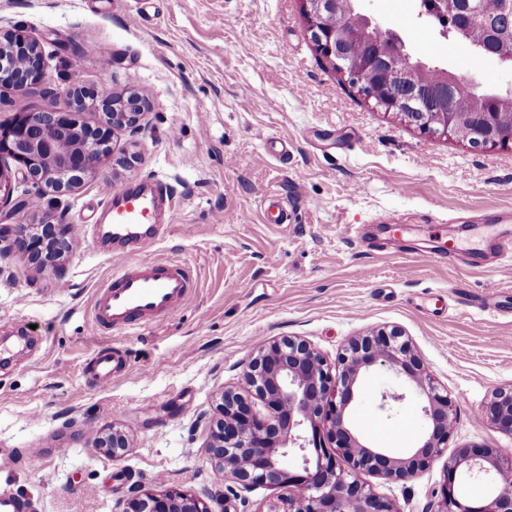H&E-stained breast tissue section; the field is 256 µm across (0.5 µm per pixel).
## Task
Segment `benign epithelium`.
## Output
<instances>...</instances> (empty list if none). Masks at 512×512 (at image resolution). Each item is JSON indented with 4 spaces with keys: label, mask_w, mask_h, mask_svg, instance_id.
I'll use <instances>...</instances> for the list:
<instances>
[{
    "label": "benign epithelium",
    "mask_w": 512,
    "mask_h": 512,
    "mask_svg": "<svg viewBox=\"0 0 512 512\" xmlns=\"http://www.w3.org/2000/svg\"><path fill=\"white\" fill-rule=\"evenodd\" d=\"M309 23L310 39L332 66L347 77L368 98L373 83L380 79L387 94L378 100L386 112L423 132L432 131L471 147L512 143L502 139L504 124L512 131V113L497 109L471 114V138L459 136V114L451 107L442 112L430 108L429 93L413 82L420 59L406 51L400 33L362 14L366 28L375 27L380 38L374 52L355 61L348 47L365 32L356 20L332 27L326 19L336 15V0H302ZM470 15L481 14L491 26H512V0H499L492 13L483 12L484 0H458ZM483 58L512 70V40L493 43L479 52ZM46 80L40 44L21 35L0 41V85L19 93ZM462 92L494 104L497 92L463 74H455L451 87L438 94L448 98ZM69 110L51 105L41 112H29L6 133L0 160L16 163L29 188L50 183L59 196L69 195L106 157L109 125L87 128L78 154L58 156L57 138L66 135L75 120L78 97L84 108L112 114V125L137 130L144 111L142 99L127 101L126 111L114 112L113 97L79 81L66 89ZM16 185L0 168V210L14 202ZM67 224H1L3 249H22L37 262L47 264L65 254L69 247ZM385 366L402 376L422 399L427 428L417 446L403 454L374 448L353 431L351 406L363 375L371 368ZM257 396L265 413L254 409L248 395ZM222 418L209 445L213 459L224 475L243 490L256 485L288 487L296 496L273 502L267 512H397L391 500L376 493L362 480L365 473L387 481H408L436 462L447 448L453 430L456 406L448 390L426 371L404 332L393 327L356 336L336 361L330 364L306 340L283 337L259 348L244 369L241 391H224ZM478 418L512 436V385L492 391L478 411ZM99 446L117 457L126 450L123 434L114 430L100 438ZM491 478L494 490L471 500L459 494L462 477ZM119 512H211L208 504L182 489L145 488L135 482ZM435 512H512V453L484 445L463 446L444 465V478Z\"/></svg>",
    "instance_id": "obj_1"
}]
</instances>
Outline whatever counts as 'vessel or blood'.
<instances>
[{
	"label": "vessel or blood",
	"instance_id": "obj_1",
	"mask_svg": "<svg viewBox=\"0 0 512 512\" xmlns=\"http://www.w3.org/2000/svg\"><path fill=\"white\" fill-rule=\"evenodd\" d=\"M112 202V241L119 247L146 249L164 231L159 217L170 207L172 193L163 182L148 188H133L114 195L112 187L101 189ZM193 286L187 266L174 260H136L103 282L94 293L89 327L123 334L140 331L175 312ZM92 382L109 385L126 363L121 355L97 351L92 359Z\"/></svg>",
	"mask_w": 512,
	"mask_h": 512
}]
</instances>
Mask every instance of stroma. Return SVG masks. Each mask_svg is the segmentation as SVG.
<instances>
[{
  "label": "stroma",
  "instance_id": "35a3bbf8",
  "mask_svg": "<svg viewBox=\"0 0 512 512\" xmlns=\"http://www.w3.org/2000/svg\"><path fill=\"white\" fill-rule=\"evenodd\" d=\"M359 4L421 59L512 86V70L443 35L417 0ZM0 27L38 40L46 59L45 86H0V123L67 109L77 80L150 104L138 131L110 138L112 155H135L134 167L106 164L73 194L44 189L6 217L72 233L54 267L18 250L0 256V336L20 324L39 340L0 370V489L29 512H114L133 482L161 479L212 512L233 494L238 512H267L294 489H239L209 454L222 392L238 388L262 342L299 337L332 363L355 336L393 326L455 402L445 455L472 444L512 450V436L476 416L512 384V259L493 271L432 261L446 240L512 235V145L472 148L375 108L316 50L301 0H0ZM272 140L287 143V159L269 153ZM154 179L174 203L148 254L187 263L196 286L156 326L91 333L97 285L134 260L95 243L100 189ZM274 199L287 223L269 221ZM389 220L408 235L379 231ZM103 348L126 370L98 388L86 364ZM383 390L406 398L381 409ZM352 423L394 453L425 429L413 387L380 367ZM114 429L128 443L118 457L98 446ZM33 448L46 452L35 468ZM442 480L439 461L404 484L366 478L398 512H435Z\"/></svg>",
  "mask_w": 512,
  "mask_h": 512
}]
</instances>
